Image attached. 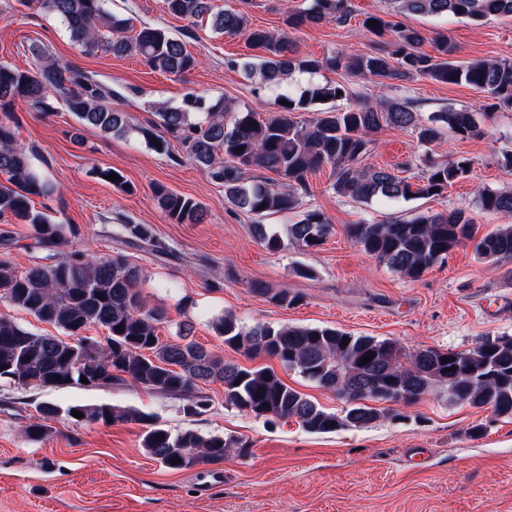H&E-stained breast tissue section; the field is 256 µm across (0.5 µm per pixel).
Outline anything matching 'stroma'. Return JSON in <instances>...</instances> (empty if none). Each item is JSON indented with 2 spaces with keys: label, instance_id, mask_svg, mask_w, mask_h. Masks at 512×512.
Returning <instances> with one entry per match:
<instances>
[{
  "label": "stroma",
  "instance_id": "35a3bbf8",
  "mask_svg": "<svg viewBox=\"0 0 512 512\" xmlns=\"http://www.w3.org/2000/svg\"><path fill=\"white\" fill-rule=\"evenodd\" d=\"M215 6L246 15L250 26L282 34L299 55L313 58L340 49L372 52L381 39L367 32L368 14L391 13L390 0H352L346 26L331 23L288 28L283 0H214ZM111 9L131 19L134 28L163 27L183 40L197 67L181 78L155 72L134 55L85 53L56 21L31 14L19 0H0V63L22 70L34 67L36 50L60 63L94 72L124 97L129 117L125 134L105 135L81 126L63 107L41 115L28 104L14 106L17 143L32 150L35 168L54 187L51 198H35L52 218L79 230L81 242L98 256L122 254L139 266L148 307L165 321L158 333L175 339L179 325L191 322L196 341L225 360L268 367L322 407L341 411L343 402L284 368L276 359L247 358L225 346L210 323L230 313L246 325L329 327L356 335L392 339L409 351L421 348L464 350L486 338L512 336V260L477 261L471 248L456 249L445 265L411 280L367 256L348 236L347 227L384 223L420 211L466 209L476 224L490 230L499 216L477 205L486 189L512 190V111L482 113V94L465 85H440L422 79L405 82L368 77L345 78L323 71L295 74L287 83L348 82L369 100L381 96L418 101L422 116L466 108L477 115L484 137L448 138L434 156L451 161L474 159L470 176L441 198L400 199L370 205L337 195L329 170L308 176L309 192L291 212L268 216L276 230L319 211L332 226L323 244L303 248L284 241L267 250L252 235L257 218L224 200V188L186 155L179 141L170 154L157 153L142 128L162 134L156 106L181 105L186 94L224 100L232 110L275 111L276 92L248 76L242 61L260 56L245 35L212 31L209 25L173 17L163 0H112ZM403 24L426 38L448 36L462 62L480 59L512 62V19L493 18L475 25L454 17L402 15ZM369 164L393 168L421 156L410 133L392 127L372 135ZM119 170L133 186L127 194L95 175V168ZM164 185L203 205L200 224H178L159 206L155 185ZM150 224L171 246L167 256L123 243L118 222ZM299 294L300 302L278 307L254 294L251 280ZM212 405L196 418L184 417L178 399L128 384L108 390L80 386L42 390L0 383V512H512V421L491 411L451 406L435 394L405 406V419L378 421L360 430L311 434L294 422H266L228 404L220 383L206 387ZM60 406H132L153 414L170 431L224 433L248 440L250 455L209 470L170 471L145 455L141 427L134 422L85 424L55 422L52 434L34 441L23 432L43 401ZM482 425V437L469 435Z\"/></svg>",
  "mask_w": 512,
  "mask_h": 512
}]
</instances>
